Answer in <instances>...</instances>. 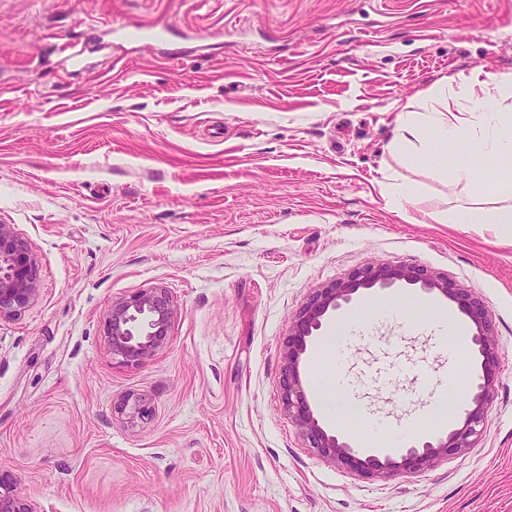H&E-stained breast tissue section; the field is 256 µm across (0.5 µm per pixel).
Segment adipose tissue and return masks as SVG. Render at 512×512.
Wrapping results in <instances>:
<instances>
[{"mask_svg":"<svg viewBox=\"0 0 512 512\" xmlns=\"http://www.w3.org/2000/svg\"><path fill=\"white\" fill-rule=\"evenodd\" d=\"M432 108L425 112H404L397 120L395 147L405 166L425 162L443 167L448 148L464 145L469 151L491 157L507 169L512 168V137L503 135L512 126V72L492 74L474 69L460 83H444L429 93ZM465 100L467 117L446 114L449 102ZM504 204L467 209L453 213H435L437 224H492L503 234H512V186L504 185ZM345 337H327L325 349L330 352L331 370L324 376V410L329 419H337L335 400L342 391Z\"/></svg>","mask_w":512,"mask_h":512,"instance_id":"adipose-tissue-1","label":"adipose tissue"}]
</instances>
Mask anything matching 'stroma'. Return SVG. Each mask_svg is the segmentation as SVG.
Segmentation results:
<instances>
[{
	"label": "stroma",
	"mask_w": 512,
	"mask_h": 512,
	"mask_svg": "<svg viewBox=\"0 0 512 512\" xmlns=\"http://www.w3.org/2000/svg\"><path fill=\"white\" fill-rule=\"evenodd\" d=\"M163 25L166 44L113 40ZM512 71V0H0V224L39 293L0 320V475L36 512H512V242L426 213L498 204L505 171L404 167L397 115L475 69ZM416 188L394 209L391 177ZM423 267L491 312L499 350L473 448L389 478L310 448L281 351L317 289ZM171 294L169 342L113 356L114 300ZM351 393L435 441L449 382L427 321L347 341ZM130 394L151 413L118 414Z\"/></svg>",
	"instance_id": "1"
}]
</instances>
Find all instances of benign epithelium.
<instances>
[{
  "label": "benign epithelium",
  "mask_w": 512,
  "mask_h": 512,
  "mask_svg": "<svg viewBox=\"0 0 512 512\" xmlns=\"http://www.w3.org/2000/svg\"><path fill=\"white\" fill-rule=\"evenodd\" d=\"M437 290L453 300L474 325L472 343L482 357L481 382L472 392L465 416L445 439L411 448L398 462L361 461L349 445L329 435L319 425L302 386L299 364L305 352L306 338L322 326V320L353 300L361 286L390 288L398 283ZM39 292L36 261L27 243L9 224H0V319L20 315ZM174 316V301L164 288H148L112 302L107 322V336L112 355L128 363H139L165 348L168 328ZM499 352L492 337V318L485 305L428 270L413 265L372 264L351 273L345 281L318 290L299 312L292 333L283 347L282 400L304 432L310 447L332 459L351 462L358 470L377 477L391 476L401 470L412 471L428 466L442 454L470 448L481 433L486 405L493 389ZM119 413L133 424L148 414L145 401L131 395L118 407ZM0 512H31L27 504L12 494L0 477Z\"/></svg>",
  "instance_id": "obj_1"
}]
</instances>
